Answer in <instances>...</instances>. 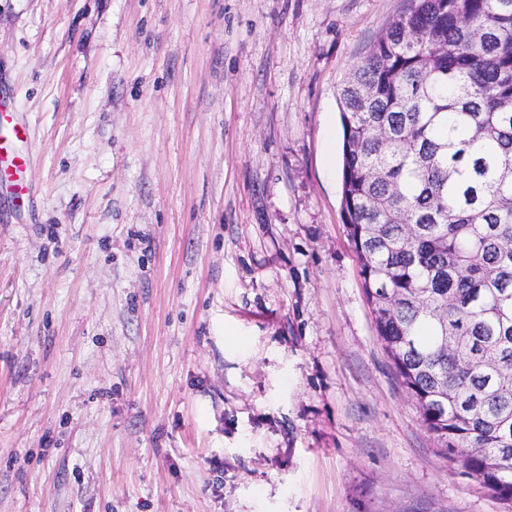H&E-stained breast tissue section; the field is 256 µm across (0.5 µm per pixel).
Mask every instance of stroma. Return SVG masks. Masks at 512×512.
<instances>
[{
  "instance_id": "obj_1",
  "label": "stroma",
  "mask_w": 512,
  "mask_h": 512,
  "mask_svg": "<svg viewBox=\"0 0 512 512\" xmlns=\"http://www.w3.org/2000/svg\"><path fill=\"white\" fill-rule=\"evenodd\" d=\"M409 0H0V512H504L377 337L338 90ZM6 102L0 99V192L10 194L15 207L24 204L28 197V186L23 174L30 165V154L22 146L29 143L26 125L10 120Z\"/></svg>"
}]
</instances>
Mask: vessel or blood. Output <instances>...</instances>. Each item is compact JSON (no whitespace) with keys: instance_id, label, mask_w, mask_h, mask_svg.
I'll list each match as a JSON object with an SVG mask.
<instances>
[{"instance_id":"obj_1","label":"vessel or blood","mask_w":512,"mask_h":512,"mask_svg":"<svg viewBox=\"0 0 512 512\" xmlns=\"http://www.w3.org/2000/svg\"><path fill=\"white\" fill-rule=\"evenodd\" d=\"M28 142L27 126L12 122L6 104L0 103V191L9 193L17 207L23 205L28 196V186L23 179L30 165Z\"/></svg>"}]
</instances>
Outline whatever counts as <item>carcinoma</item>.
<instances>
[{
	"instance_id": "1",
	"label": "carcinoma",
	"mask_w": 512,
	"mask_h": 512,
	"mask_svg": "<svg viewBox=\"0 0 512 512\" xmlns=\"http://www.w3.org/2000/svg\"><path fill=\"white\" fill-rule=\"evenodd\" d=\"M339 111L378 337L448 460L512 512V0H411Z\"/></svg>"
}]
</instances>
